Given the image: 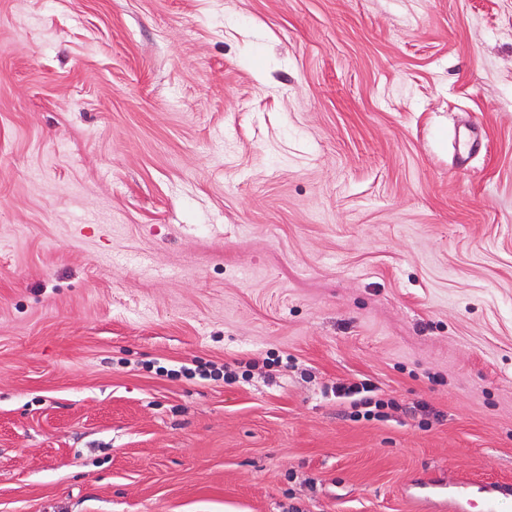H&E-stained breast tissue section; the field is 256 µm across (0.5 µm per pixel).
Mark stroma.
Instances as JSON below:
<instances>
[{"mask_svg": "<svg viewBox=\"0 0 512 512\" xmlns=\"http://www.w3.org/2000/svg\"><path fill=\"white\" fill-rule=\"evenodd\" d=\"M463 473L512 485V0H0V512ZM343 390L346 397L358 396L353 398L352 401L350 402L351 409H353V411L351 412V415L353 417L359 418L360 416H362L364 418H370L374 414V410L370 409L373 404L375 409L384 406V402L382 400H375V398L372 396L362 394L373 392V387L371 385H368L367 383L362 384L361 387L355 385L350 386L347 389L343 388Z\"/></svg>", "mask_w": 512, "mask_h": 512, "instance_id": "35a3bbf8", "label": "stroma"}]
</instances>
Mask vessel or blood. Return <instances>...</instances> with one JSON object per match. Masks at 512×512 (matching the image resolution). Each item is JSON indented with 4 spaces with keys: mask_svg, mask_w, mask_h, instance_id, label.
<instances>
[{
    "mask_svg": "<svg viewBox=\"0 0 512 512\" xmlns=\"http://www.w3.org/2000/svg\"><path fill=\"white\" fill-rule=\"evenodd\" d=\"M501 487L459 479L454 485L439 480L416 481L408 493L414 512H496Z\"/></svg>",
    "mask_w": 512,
    "mask_h": 512,
    "instance_id": "vessel-or-blood-1",
    "label": "vessel or blood"
}]
</instances>
